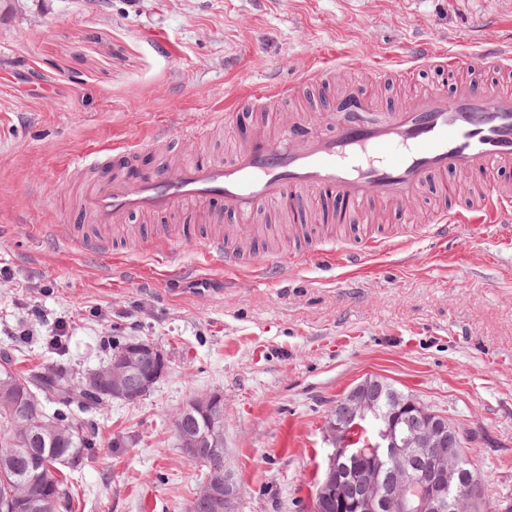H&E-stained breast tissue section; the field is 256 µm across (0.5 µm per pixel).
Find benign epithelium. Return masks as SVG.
I'll use <instances>...</instances> for the list:
<instances>
[{"label": "benign epithelium", "instance_id": "obj_1", "mask_svg": "<svg viewBox=\"0 0 512 512\" xmlns=\"http://www.w3.org/2000/svg\"><path fill=\"white\" fill-rule=\"evenodd\" d=\"M168 371L164 355L153 345L133 343L122 356L112 358V366L100 367L84 375L86 386L95 389L107 399L127 403L138 402ZM350 407L345 417L329 415L326 426L327 441L332 452L327 457L326 475L317 488L315 501L320 506L339 500L341 506L355 512H461L465 503H478L483 498V485L477 478L460 477L461 449L466 447L465 431L449 422L447 416L427 410L412 396L396 391L392 395L391 409L384 415L385 426L378 434L366 440L371 456L393 475L397 487L411 483L415 490L399 495L396 490H381L372 482L357 485L352 495L340 491V459L349 451L345 433L363 427V423L378 415L350 390L339 400ZM182 412L196 415L207 424V431L188 433L175 431L179 446L189 458L210 461L224 459L221 477L210 484L204 499L212 502L218 512H237L239 488L228 449L224 448L222 427L224 396L210 393L189 400ZM405 417L417 421L416 429L402 434L398 425ZM425 456L432 465L429 475L420 474L413 459Z\"/></svg>", "mask_w": 512, "mask_h": 512}]
</instances>
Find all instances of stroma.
<instances>
[{"instance_id":"35a3bbf8","label":"stroma","mask_w":512,"mask_h":512,"mask_svg":"<svg viewBox=\"0 0 512 512\" xmlns=\"http://www.w3.org/2000/svg\"><path fill=\"white\" fill-rule=\"evenodd\" d=\"M478 55L512 50V0H0V354L17 369L64 361L95 369L118 341L153 343L169 368L140 401L76 412L98 445L69 472L68 512H186L201 466L178 446L172 422L192 397L224 396V446L240 487L238 512H314L316 483L331 451L325 425L337 400L367 375L384 377L471 434L468 456L486 492L512 491V248L496 230L461 231L449 244L415 238L437 209L471 202L470 175L449 172L457 197L426 183L408 204L367 206L371 223L404 244L358 275L311 261L280 280L263 278L270 250L287 248L292 224L268 209L253 269L228 277L219 258L199 257L212 232L204 211L91 223L80 207L87 184L72 158L105 144H136L133 157L95 165L134 178L171 156H225L257 128L239 98L275 89L324 65L307 95L274 103L275 130L304 114L312 133L346 92L374 101L373 116L418 96H452L480 77L512 89V69L452 73L398 63L414 46ZM390 75L371 85L366 71ZM228 113L198 145L179 130L203 113ZM164 117L168 144L151 138ZM65 224L68 239L43 238ZM173 236L187 273L162 274L160 234ZM104 239L126 253L131 274H102L82 243ZM65 321L64 354L49 337Z\"/></svg>"}]
</instances>
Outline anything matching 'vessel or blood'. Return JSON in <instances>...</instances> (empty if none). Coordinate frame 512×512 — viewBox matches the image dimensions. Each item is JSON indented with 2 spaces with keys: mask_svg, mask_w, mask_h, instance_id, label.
Wrapping results in <instances>:
<instances>
[{
  "mask_svg": "<svg viewBox=\"0 0 512 512\" xmlns=\"http://www.w3.org/2000/svg\"><path fill=\"white\" fill-rule=\"evenodd\" d=\"M300 83L279 86L272 94H248L247 101L253 111H265L273 97L294 96ZM487 96L485 87L470 84L453 97L425 96L368 121L364 115L371 110L370 100L349 94L336 105L329 133H308L304 116L292 115L275 134L258 130L247 146L229 158L189 160L143 178L116 177L104 187L87 189L83 207L96 223L115 224L132 213L159 215L186 202L221 200L225 212L238 222L207 237L199 249L204 256L221 257L225 271L235 273L247 265L238 242L249 234L253 216L267 205L303 211L307 191L334 195L354 208L373 199L403 205L430 179L448 172L477 176L498 164L512 166V94L498 95L492 110L485 106ZM226 121L224 113L206 114L200 122L182 128L180 137L187 143L202 140ZM476 210L471 218L439 211L430 224L431 237L444 243L460 229L477 224L512 226L507 205L485 200ZM393 241V236L371 233L352 247L332 242L330 251L356 266L383 253ZM312 254L305 246L273 255L261 272L285 277Z\"/></svg>",
  "mask_w": 512,
  "mask_h": 512,
  "instance_id": "1",
  "label": "vessel or blood"
}]
</instances>
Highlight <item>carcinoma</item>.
Returning <instances> with one entry per match:
<instances>
[{"instance_id": "carcinoma-1", "label": "carcinoma", "mask_w": 512, "mask_h": 512, "mask_svg": "<svg viewBox=\"0 0 512 512\" xmlns=\"http://www.w3.org/2000/svg\"><path fill=\"white\" fill-rule=\"evenodd\" d=\"M9 358L0 365V512H17L8 504L22 494L42 503L36 512H58L68 505V479L60 462L72 456L78 462L97 445L95 430L70 417L76 407L96 409L103 401L82 386L68 368L54 365L55 376L46 368L19 371ZM56 405L53 413L45 404ZM26 419L27 435L16 436L14 414Z\"/></svg>"}]
</instances>
